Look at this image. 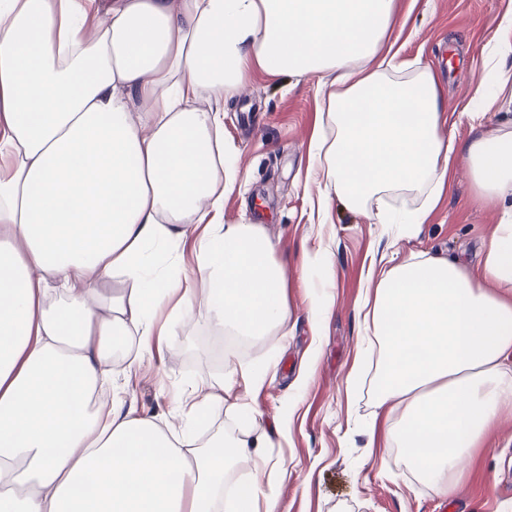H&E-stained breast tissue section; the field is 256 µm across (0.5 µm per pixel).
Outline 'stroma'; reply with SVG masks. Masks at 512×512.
Segmentation results:
<instances>
[{"mask_svg": "<svg viewBox=\"0 0 512 512\" xmlns=\"http://www.w3.org/2000/svg\"><path fill=\"white\" fill-rule=\"evenodd\" d=\"M512 13V0H398L393 34L399 59L420 62L436 74L446 109L440 135L468 140L474 129L459 107L486 72V47L499 21ZM316 76L288 78L253 70L242 95L224 104V142L240 157L246 178L224 200V224H259L275 241L282 294L291 316L286 335L263 336L226 349L204 305L173 337L163 357L149 368L128 371L113 365V389L138 411L164 419L178 390L200 380H217L228 367L261 376L250 405L262 426L275 428L293 408L288 440L272 448L288 470L280 482L284 512H512V410L469 460L451 494L440 495L410 473L391 448H371L364 434L371 394L351 393L347 378L354 362L370 365L360 349L359 304L367 265H386L401 254L460 257L478 268V248L496 233L504 203L479 197L464 160L448 175L436 207L417 233L398 237L392 224L374 223L369 212L334 204L329 223H314L312 193L304 189L308 146L321 124L324 103ZM323 251L335 278L331 304L320 328L309 316L303 263Z\"/></svg>", "mask_w": 512, "mask_h": 512, "instance_id": "obj_1", "label": "stroma"}]
</instances>
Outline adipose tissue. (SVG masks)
<instances>
[{
	"label": "adipose tissue",
	"mask_w": 512,
	"mask_h": 512,
	"mask_svg": "<svg viewBox=\"0 0 512 512\" xmlns=\"http://www.w3.org/2000/svg\"><path fill=\"white\" fill-rule=\"evenodd\" d=\"M396 0H0V512H223L243 461L266 481L238 487L235 512H279L281 466L236 384L204 382L180 425L96 404L114 344L152 353L204 302L228 336H267L290 316L276 245L258 224H213L242 180L224 143V102L252 69L331 75L325 128L308 150L312 207L371 208L412 235L461 157L478 194L512 200V123L464 145L443 139L437 80L379 58ZM416 192L396 218L382 199ZM192 243L201 285L181 277ZM478 275L458 259L391 255L368 269L364 344L370 447L414 448L446 495L512 401V207L482 247ZM123 277L127 292L102 286ZM244 433L199 445L223 410Z\"/></svg>",
	"instance_id": "1"
}]
</instances>
